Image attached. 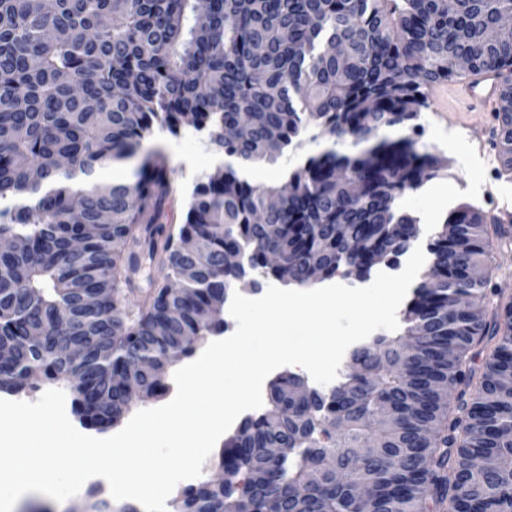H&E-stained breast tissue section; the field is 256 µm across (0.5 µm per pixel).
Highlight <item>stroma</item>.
<instances>
[{
    "label": "stroma",
    "mask_w": 512,
    "mask_h": 512,
    "mask_svg": "<svg viewBox=\"0 0 512 512\" xmlns=\"http://www.w3.org/2000/svg\"><path fill=\"white\" fill-rule=\"evenodd\" d=\"M462 79L440 82L439 96L419 112V143L446 161L440 175L402 198L421 225L439 224L449 210L468 203L481 210L488 224L505 223L512 214V175L498 161L500 124L493 107L464 97ZM145 148L168 158L174 190L159 219L170 227L183 223L195 184L215 167V150L206 132L182 128L178 134L154 129Z\"/></svg>",
    "instance_id": "stroma-1"
}]
</instances>
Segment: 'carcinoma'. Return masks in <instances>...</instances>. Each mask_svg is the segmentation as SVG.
<instances>
[{
	"instance_id": "carcinoma-1",
	"label": "carcinoma",
	"mask_w": 512,
	"mask_h": 512,
	"mask_svg": "<svg viewBox=\"0 0 512 512\" xmlns=\"http://www.w3.org/2000/svg\"><path fill=\"white\" fill-rule=\"evenodd\" d=\"M510 12L512 0H212L204 14L196 0H0V237L17 243L0 253V345L14 349L0 392L67 382L81 423L105 429L129 411L121 382L152 396L165 388L153 367L189 355L182 339L224 332L241 278L226 253L300 285L312 265L331 280L397 262L417 224L399 198L444 168L413 124L426 89L497 78L512 171V41L489 37ZM156 124L204 130L248 166L313 130L333 147L291 169L284 196L218 167L160 245L170 169L143 150ZM135 158L132 181H100ZM488 245L479 209L450 211L400 333L355 348L360 372L330 388L279 377L225 440L224 482L188 486L172 512H512V298L488 313L497 291L470 275ZM159 250L179 287L153 284L134 313L127 292ZM268 448L287 449L279 466ZM85 508L138 512L95 488Z\"/></svg>"
}]
</instances>
